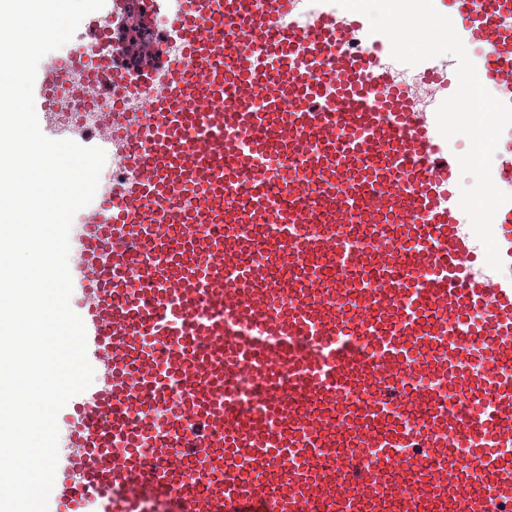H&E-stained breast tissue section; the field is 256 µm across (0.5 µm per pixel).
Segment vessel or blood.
<instances>
[{"mask_svg":"<svg viewBox=\"0 0 512 512\" xmlns=\"http://www.w3.org/2000/svg\"><path fill=\"white\" fill-rule=\"evenodd\" d=\"M438 2L461 39L484 48L480 82L512 105V0ZM123 8L105 0L82 21L101 53L54 58L33 87L54 139L81 131L60 113H103L102 148L130 170L78 212L70 274L112 368L72 424L81 479L57 487L60 512H448L452 490L472 512L490 498L511 504L512 379L483 377L494 407L461 394L468 412L453 421L398 382L424 349L431 375L447 376L467 352L456 326L471 311L486 319V361L512 368V202L493 223L504 269L475 277L479 251L459 231L468 217L440 160L450 143L381 65L389 40L330 0H151L178 53L131 72L112 63ZM422 69L435 91H456L446 59ZM504 136L492 178L512 194V127ZM244 182L247 212L235 192ZM299 224L315 230L296 238ZM134 278L167 288L131 299ZM285 288L293 300L282 305ZM361 299L371 356L337 341ZM299 335L312 350L289 347ZM245 366L266 380L252 415L224 399ZM343 387L361 399L342 404ZM407 408L434 450L421 480L366 460L405 445L396 412ZM460 445L490 451L480 487L463 478Z\"/></svg>","mask_w":512,"mask_h":512,"instance_id":"vessel-or-blood-1","label":"vessel or blood"}]
</instances>
